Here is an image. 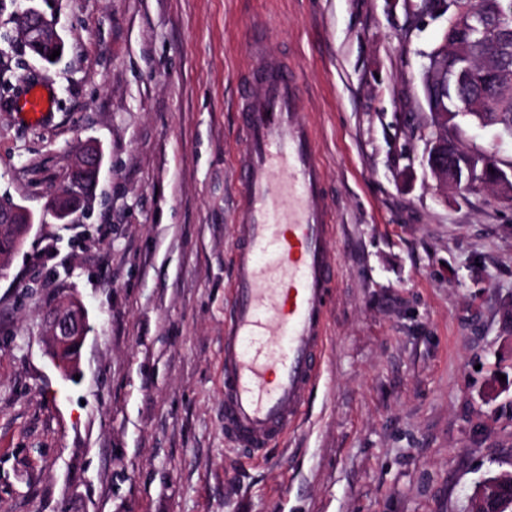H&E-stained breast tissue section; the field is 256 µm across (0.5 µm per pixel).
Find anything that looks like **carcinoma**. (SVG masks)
<instances>
[{"instance_id":"obj_1","label":"carcinoma","mask_w":512,"mask_h":512,"mask_svg":"<svg viewBox=\"0 0 512 512\" xmlns=\"http://www.w3.org/2000/svg\"><path fill=\"white\" fill-rule=\"evenodd\" d=\"M420 7L447 17L444 39L477 62L474 70L464 72L454 61H445L441 46L427 53L430 63L452 68L448 96L494 97V122L512 133V0H421ZM444 141L448 165L470 163L453 131Z\"/></svg>"}]
</instances>
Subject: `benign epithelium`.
Returning <instances> with one entry per match:
<instances>
[{
    "mask_svg": "<svg viewBox=\"0 0 512 512\" xmlns=\"http://www.w3.org/2000/svg\"><path fill=\"white\" fill-rule=\"evenodd\" d=\"M13 41L27 49L41 62L51 65L50 55L64 49V40L53 21L33 4L20 6L11 15ZM479 168L490 173L488 184L512 193V166L504 170L495 156L475 155ZM425 161L428 169L441 187L451 186L462 190L477 187L471 171L452 168L443 162V143L440 136L428 141ZM103 162L101 149L92 143L85 145L70 167L68 177L60 183L47 202V211L61 222L83 209L95 193ZM35 214L18 204H0V226L14 237L15 249L25 243L35 224ZM88 317L81 301L70 295L59 296L45 320V341L52 364L63 377L73 374L81 357V350L89 332ZM476 512H509L512 508V471L489 478L475 490Z\"/></svg>",
    "mask_w": 512,
    "mask_h": 512,
    "instance_id": "7a95c632",
    "label": "benign epithelium"
}]
</instances>
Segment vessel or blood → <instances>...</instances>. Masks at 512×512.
<instances>
[{
    "instance_id": "obj_1",
    "label": "vessel or blood",
    "mask_w": 512,
    "mask_h": 512,
    "mask_svg": "<svg viewBox=\"0 0 512 512\" xmlns=\"http://www.w3.org/2000/svg\"><path fill=\"white\" fill-rule=\"evenodd\" d=\"M250 66L262 92L243 93L240 103L245 138L224 326V427L260 457L299 420L321 373L334 217L297 77L258 45Z\"/></svg>"
}]
</instances>
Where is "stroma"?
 Wrapping results in <instances>:
<instances>
[{
    "instance_id": "obj_1",
    "label": "stroma",
    "mask_w": 512,
    "mask_h": 512,
    "mask_svg": "<svg viewBox=\"0 0 512 512\" xmlns=\"http://www.w3.org/2000/svg\"><path fill=\"white\" fill-rule=\"evenodd\" d=\"M413 3L36 0L61 59L0 40V201L39 218L0 271V512H475L512 471V200L424 164L446 21L410 29ZM254 35L301 83L336 263L320 382L262 459L223 388ZM457 122L512 165V134ZM88 141L95 197L62 224L46 203ZM64 293L91 326L73 379L44 352Z\"/></svg>"
}]
</instances>
